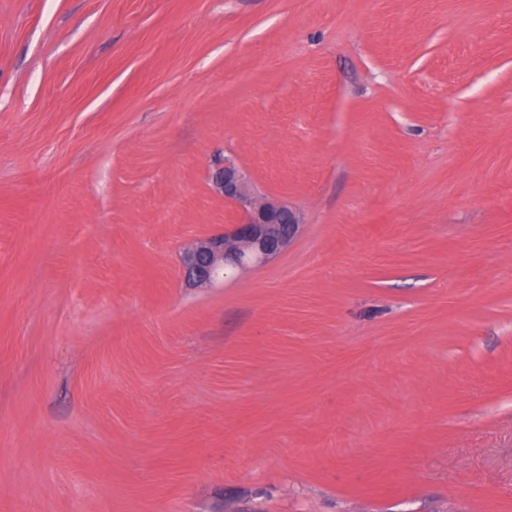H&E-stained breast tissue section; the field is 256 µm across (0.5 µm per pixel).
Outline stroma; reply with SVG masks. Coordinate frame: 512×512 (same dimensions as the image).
I'll use <instances>...</instances> for the list:
<instances>
[{
    "instance_id": "35a3bbf8",
    "label": "stroma",
    "mask_w": 512,
    "mask_h": 512,
    "mask_svg": "<svg viewBox=\"0 0 512 512\" xmlns=\"http://www.w3.org/2000/svg\"><path fill=\"white\" fill-rule=\"evenodd\" d=\"M0 512H512V0H0ZM210 185L235 208L238 220L228 231L201 238L183 253L181 270L188 284L208 285L226 270L268 263L302 232L300 211L282 197L255 195L252 183L235 164L216 159Z\"/></svg>"
}]
</instances>
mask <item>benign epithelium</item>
<instances>
[{"label":"benign epithelium","instance_id":"1","mask_svg":"<svg viewBox=\"0 0 512 512\" xmlns=\"http://www.w3.org/2000/svg\"><path fill=\"white\" fill-rule=\"evenodd\" d=\"M210 185L235 208L238 220L228 231L201 238L183 253L181 270L187 283L208 285L226 270L268 263L302 232L300 211L282 197L255 195L252 183L235 164L215 160Z\"/></svg>","mask_w":512,"mask_h":512}]
</instances>
